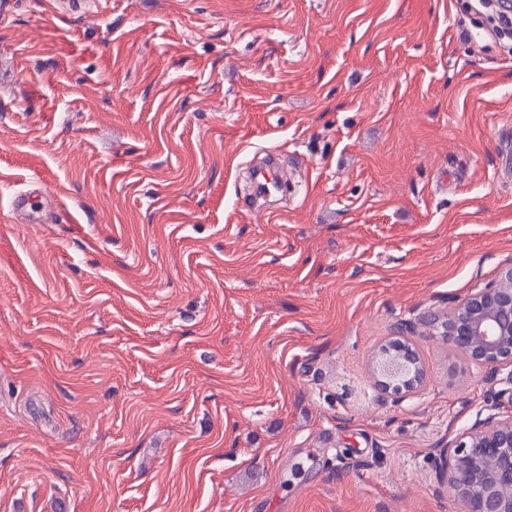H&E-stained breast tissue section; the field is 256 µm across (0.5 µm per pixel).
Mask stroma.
<instances>
[{
	"mask_svg": "<svg viewBox=\"0 0 512 512\" xmlns=\"http://www.w3.org/2000/svg\"><path fill=\"white\" fill-rule=\"evenodd\" d=\"M487 27L462 0H16L0 512H465L436 454L491 384L424 319L512 263ZM271 150L288 192L260 215ZM398 334L414 397L374 386ZM255 179L258 186V194L250 201L249 208H260V200L271 194V191L277 188L278 175L277 169L272 162L266 167L257 170Z\"/></svg>",
	"mask_w": 512,
	"mask_h": 512,
	"instance_id": "35a3bbf8",
	"label": "stroma"
}]
</instances>
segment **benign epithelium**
I'll return each mask as SVG.
<instances>
[{"mask_svg":"<svg viewBox=\"0 0 512 512\" xmlns=\"http://www.w3.org/2000/svg\"><path fill=\"white\" fill-rule=\"evenodd\" d=\"M426 324L471 364L490 370L492 384L500 386L486 416L440 449L446 488L466 512H512V413L501 412L503 403L512 405V264L448 312L428 314ZM371 372L385 395L416 394L425 381L419 356L398 336L380 348Z\"/></svg>","mask_w":512,"mask_h":512,"instance_id":"obj_1","label":"benign epithelium"}]
</instances>
